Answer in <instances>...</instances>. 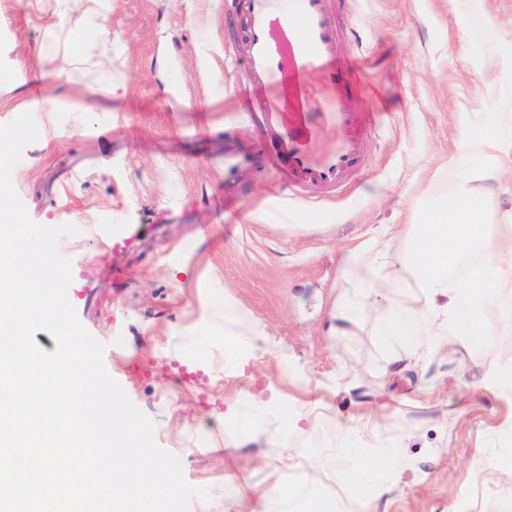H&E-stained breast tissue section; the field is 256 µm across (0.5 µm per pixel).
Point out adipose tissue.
Here are the masks:
<instances>
[{
    "label": "adipose tissue",
    "mask_w": 512,
    "mask_h": 512,
    "mask_svg": "<svg viewBox=\"0 0 512 512\" xmlns=\"http://www.w3.org/2000/svg\"><path fill=\"white\" fill-rule=\"evenodd\" d=\"M58 2V24H65L76 11L93 18L98 62L108 65L112 48L108 0ZM458 150L463 156H477L478 164L462 170L448 197L426 209L406 253L395 256L387 249L378 251L373 264L357 273L359 284L370 292H392L400 288L407 275L416 284L410 307L372 309L386 348L382 366L386 373L410 370L448 347L462 344L466 337L482 334L484 302L490 292L502 314L501 335L512 334V212L496 214L489 188L490 181L498 179L506 165L512 164V148L505 145L503 132L470 131L460 138ZM473 245L481 251L483 266L495 272V282L472 277L463 287L449 285V266ZM352 454L359 465L343 471L342 478L359 496L373 502L398 488L407 467L404 456L392 455L384 465L371 449L356 448ZM264 459L276 474L306 466L311 479L302 488L287 490L277 483L260 495L244 493L242 507L247 512H304L318 496L315 477L327 468L328 459H305L282 445L266 449Z\"/></svg>",
    "instance_id": "1"
}]
</instances>
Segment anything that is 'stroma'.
<instances>
[{
    "label": "stroma",
    "mask_w": 512,
    "mask_h": 512,
    "mask_svg": "<svg viewBox=\"0 0 512 512\" xmlns=\"http://www.w3.org/2000/svg\"><path fill=\"white\" fill-rule=\"evenodd\" d=\"M52 0H0V124L33 112L39 139L23 151L13 173L30 216L46 226L71 223L63 238L72 260L69 287L84 327L106 343L105 366L130 400L156 425L155 439L181 458L188 482L223 483L210 503L191 512H228L240 480L269 485L262 450L287 440L314 444L315 455L352 464L347 451L372 447L404 452L414 467L401 490L368 505L353 492L337 500L320 476L321 505L341 512H448L475 463L477 449L512 451L501 423L512 417V396H494L479 364L497 347L496 304H487V334L449 348L404 373H383V344L371 317L348 333L335 330L341 292L356 295L341 272L346 255L355 268L376 249L402 250L377 236L448 194L457 171L448 160L460 135L476 126L512 127V76L476 70L471 58L492 60L512 39V0H487V15L468 14V0H343L341 21L362 53L354 71L362 86L349 106L366 139L368 163L341 197L301 202L285 174L270 168L263 135L242 113L234 85L243 59L224 62L229 0H112L116 40L109 72L97 66L83 16L54 28ZM467 15L466 31L455 19ZM54 36H47V29ZM126 96L112 112L96 111L105 80ZM174 96L163 94V86ZM79 99L88 112H36L34 98ZM252 159L232 178L224 154ZM125 242L120 253L111 241ZM230 295L264 328L260 347L246 325L213 316L212 339L197 348L201 301ZM256 352L238 372L225 341ZM288 348L280 361L277 345ZM224 368L211 384L187 362ZM315 405L305 432L269 426L258 437L217 418L225 398L250 415L271 392ZM181 407L170 417L172 404ZM378 414V435L355 430L353 418ZM234 440L237 465L214 454Z\"/></svg>",
    "instance_id": "35a3bbf8"
}]
</instances>
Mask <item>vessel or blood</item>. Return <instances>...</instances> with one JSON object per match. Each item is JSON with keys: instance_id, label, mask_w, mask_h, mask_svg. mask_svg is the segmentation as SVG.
Wrapping results in <instances>:
<instances>
[{"instance_id": "vessel-or-blood-1", "label": "vessel or blood", "mask_w": 512, "mask_h": 512, "mask_svg": "<svg viewBox=\"0 0 512 512\" xmlns=\"http://www.w3.org/2000/svg\"><path fill=\"white\" fill-rule=\"evenodd\" d=\"M341 0H232L224 25L246 65L244 100L273 167L305 200L338 197L364 168L348 100L359 91ZM336 140H329V133Z\"/></svg>"}]
</instances>
